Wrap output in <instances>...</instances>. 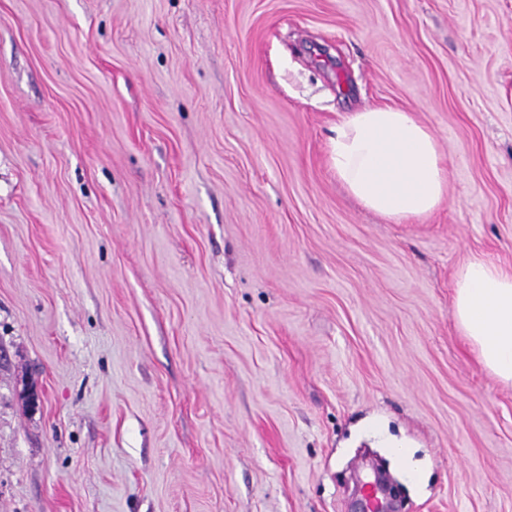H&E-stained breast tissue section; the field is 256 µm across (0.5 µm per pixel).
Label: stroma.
Here are the masks:
<instances>
[{
  "label": "stroma",
  "mask_w": 512,
  "mask_h": 512,
  "mask_svg": "<svg viewBox=\"0 0 512 512\" xmlns=\"http://www.w3.org/2000/svg\"><path fill=\"white\" fill-rule=\"evenodd\" d=\"M435 134L394 223L328 162ZM512 267V0H0V512H512V386L453 321ZM329 164L364 207L395 223L427 216L448 190L435 135L397 108L367 107L336 124Z\"/></svg>",
  "instance_id": "35a3bbf8"
}]
</instances>
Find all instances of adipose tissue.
<instances>
[{"label":"adipose tissue","instance_id":"ef3b65f1","mask_svg":"<svg viewBox=\"0 0 512 512\" xmlns=\"http://www.w3.org/2000/svg\"><path fill=\"white\" fill-rule=\"evenodd\" d=\"M329 164L364 207L396 223L427 216L448 190L435 135L397 108L368 107L346 116L329 139ZM454 288L458 330L481 365L512 385V268L469 257Z\"/></svg>","mask_w":512,"mask_h":512}]
</instances>
